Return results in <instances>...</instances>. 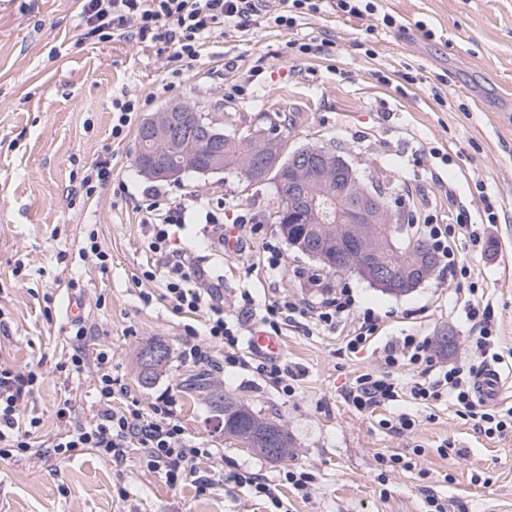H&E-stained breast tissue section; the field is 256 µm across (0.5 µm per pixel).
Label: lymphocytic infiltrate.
<instances>
[{"label": "lymphocytic infiltrate", "instance_id": "1", "mask_svg": "<svg viewBox=\"0 0 512 512\" xmlns=\"http://www.w3.org/2000/svg\"><path fill=\"white\" fill-rule=\"evenodd\" d=\"M327 6L348 17L380 14L378 0H280L279 8L274 10L263 8L260 0H81V15L90 33L100 37H109L112 31L128 27L140 39L166 44L170 48L166 70L171 77L178 78L198 59L204 39L215 30L242 31L270 25L290 30L302 16L318 13ZM140 210L149 229L148 249L162 260L159 269L144 271V278H162V297L174 312L195 314L204 320V340L186 347L183 361L218 370L226 364H244L240 328L229 321L219 286L199 288L197 282L204 279V268L171 248L173 228L182 227L185 222L184 208L157 191L147 195ZM420 234L439 261L452 269L459 265L457 240L478 239L477 232L466 224L427 221L421 224ZM307 281L312 299L285 295L266 306L261 318L265 333L280 335L283 323L298 316L332 327L338 318L349 314L354 297L348 289L329 288L317 274L309 275ZM464 314L482 360H498L494 313L490 306L470 299L464 304ZM69 336L73 346L71 369L80 371L89 363L95 368L94 413L90 420L81 423L72 420L69 407H59L57 432L48 438L46 445H37L33 433L38 430L39 422L22 418L20 405L38 390L41 377L1 363L0 462L6 464L22 455L38 458L48 451L64 455L78 448H90L121 468L129 461L130 449L135 448L140 452V463L147 470L163 474L168 484L177 486L191 480L198 494L210 493L217 484V475L225 473L224 456L220 449L204 447L186 436L176 419V396L163 391L146 409L135 400L116 405L123 387L112 374L109 352L99 350L94 360H87V330L81 320L71 321ZM384 362L386 372L364 373L356 378L350 391L356 410L367 411L397 400L399 387L392 372L412 366L420 371L419 379L410 389L414 400L426 404L446 395L455 401L462 415L473 421L481 435L492 438L512 432V409L486 403L475 393L470 375L454 365L436 362L429 337L409 334L385 345ZM205 464L211 469L207 476L201 473Z\"/></svg>", "mask_w": 512, "mask_h": 512}]
</instances>
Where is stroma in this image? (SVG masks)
<instances>
[{"instance_id": "obj_1", "label": "stroma", "mask_w": 512, "mask_h": 512, "mask_svg": "<svg viewBox=\"0 0 512 512\" xmlns=\"http://www.w3.org/2000/svg\"><path fill=\"white\" fill-rule=\"evenodd\" d=\"M397 20L346 18L331 8L305 16L291 30L261 28L214 32L201 56L179 79H170L167 50L140 42L131 31L101 40L85 37L79 0H0V361L40 374L39 391L25 399L23 417L41 420L50 436L56 411L69 405L75 420L91 417L94 373L64 371L71 353L66 331L81 319L90 332L88 358L112 353V372L128 398L148 407L162 391L175 394L177 417L188 437L224 451V471L249 469L279 486L288 512H425L433 494L448 512H512V433L489 439L449 399L418 405L409 390L417 371L397 374V401L361 413L347 398L355 378L385 371L386 343L406 334L438 338L453 331V351L438 361L463 370L481 359L457 300L468 288L484 292L494 311L500 366L512 373V109L500 112V96H512V0H382ZM331 37L336 51L322 58L292 55L295 38ZM373 56H366L365 48ZM264 73L253 76L254 65ZM421 83H403L405 67ZM243 85L247 95L226 96ZM143 100L142 116L170 102H185L224 128L268 124L286 114L288 147L336 148L360 180L386 192L411 222L430 217L476 224L479 243L460 241L458 259L471 277L437 265L418 288L392 296L350 272L332 273L288 246L271 214L277 205L273 179L250 183L224 173L188 175L162 183L173 200H190L185 228L171 246L182 250L220 284L226 312L243 316L246 330L260 329L264 306L274 297H309L306 277L351 289L355 303L346 320L326 330L312 319L283 326L277 359L295 388L291 396L253 366L204 373L182 362L190 337L186 317L161 300L160 279H143L158 256L144 244L148 229L138 209L150 180L135 166V133L113 138L112 98ZM111 160L112 176L92 196L79 182L86 169ZM496 206L498 223L483 221L482 197ZM225 216L253 214L259 231L243 229L238 247L225 252L205 226V206ZM97 233L107 266L81 252ZM280 266H260L265 247ZM379 319L375 338L352 353L345 336L364 311ZM169 347V360L152 385H142L134 353L150 338ZM210 384L248 401L281 421L291 435L293 466L309 468V498L282 485V463L227 439L217 429L207 393ZM407 416L408 431L382 427ZM450 445L441 455L440 445ZM410 461L391 468L390 456ZM124 484L126 499L114 493ZM0 512H264L238 490L216 487L197 494L191 483L171 487L137 459L119 469L90 449L68 456H22L0 465Z\"/></svg>"}]
</instances>
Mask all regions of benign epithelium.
Returning a JSON list of instances; mask_svg holds the SVG:
<instances>
[{
  "label": "benign epithelium",
  "instance_id": "obj_1",
  "mask_svg": "<svg viewBox=\"0 0 512 512\" xmlns=\"http://www.w3.org/2000/svg\"><path fill=\"white\" fill-rule=\"evenodd\" d=\"M190 119L186 110L174 105L161 108L143 121L142 134L155 144L152 153L138 159L140 174L153 181L179 182L185 168L169 163V156L191 157L200 144L208 143L213 150L199 172H224V156L220 150L221 134L213 127L200 124L195 134L187 135L183 125ZM253 157L248 164V177L266 175L282 160L285 150L273 136L254 140ZM288 175L293 190V202L307 211L308 233L288 240L310 258L329 263L335 245L348 240L352 250L345 257L346 269L358 273L378 290L401 295L419 287L434 272L436 265L429 260L425 249L419 250V260L401 270L383 260L397 252L383 225L395 223L390 206H381V195L371 191L357 178L350 164L330 147L309 145L292 154L288 166L279 171ZM332 188L330 197L334 211L326 216L317 211L312 190Z\"/></svg>",
  "mask_w": 512,
  "mask_h": 512
}]
</instances>
